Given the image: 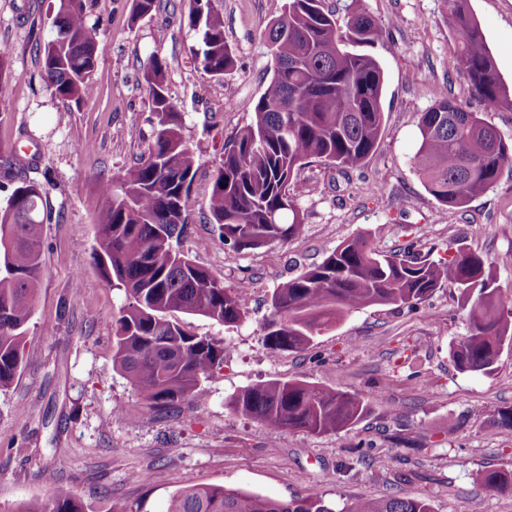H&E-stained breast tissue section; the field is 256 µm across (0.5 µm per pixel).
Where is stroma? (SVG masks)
Segmentation results:
<instances>
[{
	"label": "stroma",
	"mask_w": 512,
	"mask_h": 512,
	"mask_svg": "<svg viewBox=\"0 0 512 512\" xmlns=\"http://www.w3.org/2000/svg\"><path fill=\"white\" fill-rule=\"evenodd\" d=\"M287 0H224V38L235 58L221 77L198 70L186 0H161L133 19V0H87L101 29L96 93L76 103L51 93L42 50L54 36L55 0H0V52L11 86L0 97V154L28 153V179L48 191L42 229L45 275L27 324L24 366L0 389V512L61 495L93 512L118 502L128 512H166L177 491L201 485L278 501L320 499L334 512L356 500L406 489L434 512H512V491L489 492L478 476L512 471V430L497 412L512 407V346L492 374L456 370L450 349L467 317L450 288L416 309L371 306L347 314L300 351H275L263 326L281 284L320 263L336 245L365 236L380 252L407 244L430 259L456 248L489 259L512 297V169L456 213L424 188L412 163L418 119L430 85L481 113L512 142V109H486L450 65L455 34L445 0H322L345 22L351 5L382 35L370 52L385 74L382 137L365 162L346 170L311 162L297 176L302 235L253 249L224 246L208 198L235 136L253 121L271 76L268 31ZM503 82L512 87V0H469ZM166 62V88L182 113L181 134L200 159L189 190L181 250L225 286L249 280L245 319L227 327L181 316L190 332L227 344L199 401L147 414L143 399L112 361V323L127 303L93 263L98 173L118 176L138 162L154 135L143 69ZM381 193H373V186ZM296 378L368 399L356 425L326 434L272 431L236 412L238 391ZM128 414L116 417L113 406ZM148 471V481L135 473Z\"/></svg>",
	"instance_id": "stroma-1"
}]
</instances>
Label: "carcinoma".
Here are the masks:
<instances>
[{"label":"carcinoma","mask_w":512,"mask_h":512,"mask_svg":"<svg viewBox=\"0 0 512 512\" xmlns=\"http://www.w3.org/2000/svg\"><path fill=\"white\" fill-rule=\"evenodd\" d=\"M160 0H134L133 17L151 16ZM456 38L452 62L472 93L490 109L512 106L468 0H447ZM86 0H57L55 37L43 49V78L56 96L84 101L93 94L100 33L85 17ZM288 20L269 32L272 77L254 108L253 122L235 138L217 167L208 200L224 245L238 251L297 237L304 230L294 183L315 160L339 169L363 163L382 132L385 77L365 51L380 37L376 21L361 10L345 25L320 0H288ZM188 24L197 34L190 53L212 77L230 72L235 59L224 40L223 0H189ZM167 65L150 59L142 73L154 116V139L139 162L118 180L98 177L99 222L92 258L107 284L124 291L128 304L113 324V361L144 397L161 410L199 396L203 379L224 363V346L184 328L172 313L208 317L226 326L243 321L245 287L228 288L177 249L188 226L189 189L199 158L181 135L182 113L167 94ZM414 168L424 188L456 211L512 168L507 143L479 113L442 88L421 113ZM15 173L0 204V388L13 383L23 364V342L42 286L41 228L48 219L47 190L22 175L16 155L0 159ZM450 287L466 312L468 334L451 348L460 372L494 371L505 343H512V300L503 298L492 262L458 247L434 261L409 249L378 254L358 236L317 265L275 289L264 340L272 350H302L349 312L374 305L413 308L436 289ZM242 415L273 430L313 435L351 427L369 401L298 379H272L232 399ZM488 490H512V472L487 470ZM15 512H94L64 496L49 506L22 503ZM166 512H334L319 499L275 501L222 486L176 492ZM344 512H433L428 500L401 492L359 499Z\"/></svg>","instance_id":"1"}]
</instances>
